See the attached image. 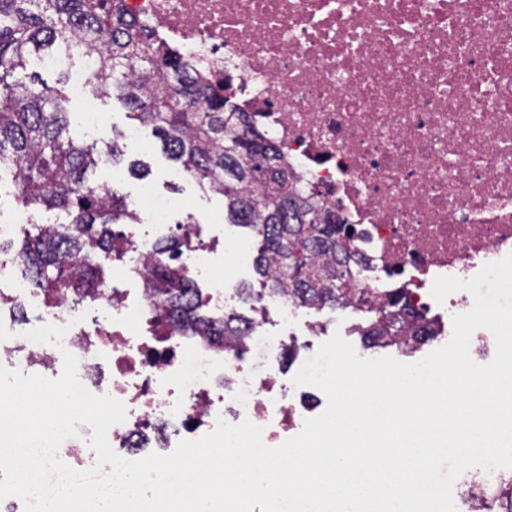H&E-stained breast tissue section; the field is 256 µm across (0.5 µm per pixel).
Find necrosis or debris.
<instances>
[{"mask_svg": "<svg viewBox=\"0 0 512 512\" xmlns=\"http://www.w3.org/2000/svg\"><path fill=\"white\" fill-rule=\"evenodd\" d=\"M154 42L176 47L193 79H230L253 125L284 152L299 188L355 225L356 285L405 289L442 323L471 310L459 290L436 303L437 277L469 279L512 253V0H124ZM121 225L112 289L42 293L0 257V367L55 379L64 353L95 395L123 402L108 432L117 452L159 437L163 454L251 421L263 442L307 417L300 388L271 358L283 335L254 327L244 368L223 344L173 330L148 274L181 199L143 192ZM65 327L60 345L25 338L13 309Z\"/></svg>", "mask_w": 512, "mask_h": 512, "instance_id": "4bbe7bcc", "label": "necrosis or debris"}]
</instances>
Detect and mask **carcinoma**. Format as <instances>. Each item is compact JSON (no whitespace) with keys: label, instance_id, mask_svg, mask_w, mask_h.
<instances>
[{"label":"carcinoma","instance_id":"1","mask_svg":"<svg viewBox=\"0 0 512 512\" xmlns=\"http://www.w3.org/2000/svg\"><path fill=\"white\" fill-rule=\"evenodd\" d=\"M31 55L62 64L91 60L87 91L112 93L130 119L151 129L168 158L205 192L224 198L228 223L256 241L253 269L267 293L286 296L309 312L354 309L376 319L360 330L364 347L412 348L434 336L436 320L407 302L396 288L386 302L354 287L352 224L315 205L299 190L281 149L257 131L247 113L229 104L212 84L192 80L168 46L157 45L145 24L131 17L124 0H0V169L10 171L11 192L33 221L15 260L39 288L77 295L95 291L101 273L91 257L112 256L114 224H135L138 215L112 189L87 174L122 155L117 138L99 147L75 143L68 134L66 98L37 79H15ZM60 210L69 222L40 224L41 211ZM176 254L155 249L150 276L158 303L174 326L199 336L248 335L250 322L234 313L199 315L191 281L172 269ZM484 512H512V470L478 502Z\"/></svg>","mask_w":512,"mask_h":512}]
</instances>
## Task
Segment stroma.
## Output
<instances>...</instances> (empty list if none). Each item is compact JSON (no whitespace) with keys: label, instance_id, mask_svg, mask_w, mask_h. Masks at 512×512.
I'll return each mask as SVG.
<instances>
[{"label":"stroma","instance_id":"stroma-1","mask_svg":"<svg viewBox=\"0 0 512 512\" xmlns=\"http://www.w3.org/2000/svg\"><path fill=\"white\" fill-rule=\"evenodd\" d=\"M60 87L62 92L69 96L67 108L70 112V133L77 140L86 143L103 142L111 139L113 131H125L133 127L134 122L129 118L127 108L117 98L108 95L95 97L88 94L76 96L72 94L69 85ZM90 111L102 112L107 116L105 124L93 134L88 133L85 122V115ZM124 158L128 161L137 158L146 162L150 168L149 175L138 179L125 172L117 178L113 175L112 166L103 165L93 173V181L114 188L131 204L135 203L139 195L147 189L163 196L180 197L187 204L193 223L198 226L200 240L207 242L215 236L224 243V257L214 267L212 275L217 282L224 285L226 311L251 319L256 318L254 300L245 298L242 291L246 288H258L259 280L252 268L239 266L236 262L234 245L237 241L243 240L244 231L225 223L223 198L202 192L173 161L167 159L159 144H151L149 149L140 152L125 150ZM314 319L321 325L320 334L306 335L303 325L298 324L294 326L292 336L286 337V344L296 345L297 352L292 358L284 352L277 356V365L283 376H291L297 359L319 349L336 334L348 339L359 357L380 358V351L364 348L360 336L351 334L348 329L351 322H367L368 314L325 310L315 314Z\"/></svg>","mask_w":512,"mask_h":512}]
</instances>
